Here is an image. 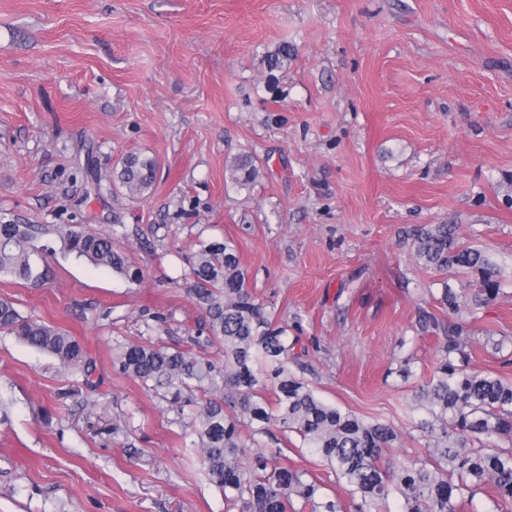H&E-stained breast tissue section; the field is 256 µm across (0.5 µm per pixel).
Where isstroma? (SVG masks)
<instances>
[{
  "label": "stroma",
  "instance_id": "1",
  "mask_svg": "<svg viewBox=\"0 0 512 512\" xmlns=\"http://www.w3.org/2000/svg\"><path fill=\"white\" fill-rule=\"evenodd\" d=\"M290 44L295 58L271 71ZM249 151L247 189L225 166ZM157 158L148 196L112 189ZM0 222L114 233L133 281L37 241L36 283L0 278L25 317L69 330L95 363L66 371L0 333V512H226L175 408L123 374L117 341L187 347L190 261L231 239L257 296L325 402L425 453L409 405L437 359L419 316L471 328L473 371L512 379V0H0ZM456 224L502 275L478 312L442 310L415 229ZM409 374H402V365ZM351 508L345 482L288 448ZM157 169L158 162L153 156L126 155L113 170V190L131 200H140L155 183Z\"/></svg>",
  "mask_w": 512,
  "mask_h": 512
}]
</instances>
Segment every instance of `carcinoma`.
<instances>
[{"mask_svg": "<svg viewBox=\"0 0 512 512\" xmlns=\"http://www.w3.org/2000/svg\"><path fill=\"white\" fill-rule=\"evenodd\" d=\"M294 53L281 46L268 59L270 70H283ZM157 159L129 154L113 170V190L139 200L153 186ZM230 182L250 186L261 173L260 160L241 154L227 165ZM64 250L97 267L139 278L130 272L124 250L105 233L78 225L55 228ZM50 228L42 224H0V276L37 282L44 272L32 259L35 241ZM413 248L422 264L439 273H472V289L456 292L443 282L439 303L457 311L471 298L482 306L502 287L499 270L487 249L466 242L457 224H429L417 230ZM194 298L203 319L185 332L194 345L219 348L224 365L193 349L118 343L113 347L121 369L151 384L172 404L197 388L224 396L206 400L196 413L194 432L208 481L224 493L227 509L238 512H293L294 501L309 512H344L323 492L322 480L284 463L283 448L266 440L292 444L317 456L357 498L354 512H390L389 500L402 501V512H459L485 483L495 489L488 512H512V381L468 370L471 336L461 326H445L425 312L421 332L436 334L438 360L421 393L409 405L422 412L419 428L429 438L428 454L395 470L382 468V449L398 439L395 428L368 422L350 410L323 401L297 374L304 369L300 338L275 324L249 284L236 247L229 239L201 245L191 265ZM0 332L18 336L28 346L54 356L65 370L90 376L93 364L81 341L68 330L22 317L7 298L0 299Z\"/></svg>", "mask_w": 512, "mask_h": 512, "instance_id": "obj_1", "label": "carcinoma"}]
</instances>
